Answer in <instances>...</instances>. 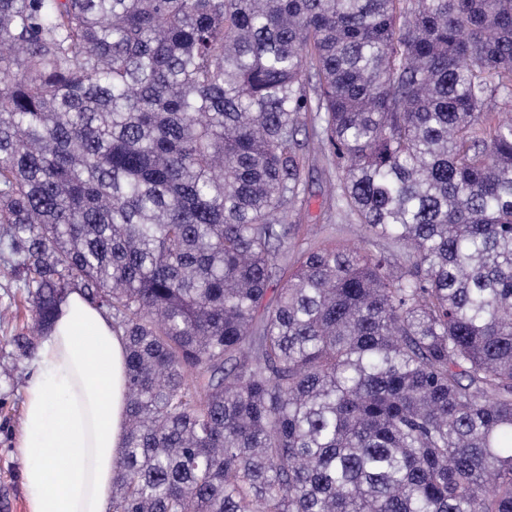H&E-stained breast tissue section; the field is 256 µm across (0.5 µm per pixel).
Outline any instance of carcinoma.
<instances>
[{
  "label": "carcinoma",
  "mask_w": 512,
  "mask_h": 512,
  "mask_svg": "<svg viewBox=\"0 0 512 512\" xmlns=\"http://www.w3.org/2000/svg\"><path fill=\"white\" fill-rule=\"evenodd\" d=\"M512 0H0L35 351L126 345L112 512H512ZM311 120L336 209L288 275Z\"/></svg>",
  "instance_id": "carcinoma-1"
}]
</instances>
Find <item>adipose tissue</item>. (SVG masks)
<instances>
[{"label":"adipose tissue","instance_id":"1","mask_svg":"<svg viewBox=\"0 0 512 512\" xmlns=\"http://www.w3.org/2000/svg\"><path fill=\"white\" fill-rule=\"evenodd\" d=\"M123 339L72 293L37 349L15 453L26 512H110L126 431Z\"/></svg>","mask_w":512,"mask_h":512}]
</instances>
